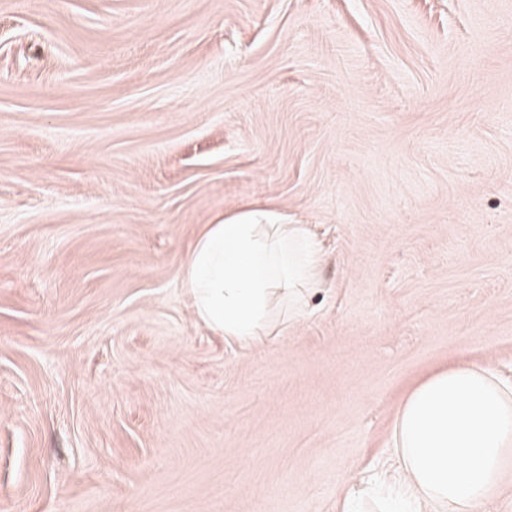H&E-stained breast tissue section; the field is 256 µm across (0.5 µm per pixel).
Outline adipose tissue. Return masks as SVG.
<instances>
[{
    "mask_svg": "<svg viewBox=\"0 0 512 512\" xmlns=\"http://www.w3.org/2000/svg\"><path fill=\"white\" fill-rule=\"evenodd\" d=\"M321 255L303 224L204 225L183 265L195 319L239 342L260 340L272 307L300 311ZM393 512H479L512 463V384L460 362L417 383L393 426Z\"/></svg>",
    "mask_w": 512,
    "mask_h": 512,
    "instance_id": "ef3b65f1",
    "label": "adipose tissue"
}]
</instances>
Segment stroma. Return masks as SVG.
<instances>
[{
  "mask_svg": "<svg viewBox=\"0 0 512 512\" xmlns=\"http://www.w3.org/2000/svg\"><path fill=\"white\" fill-rule=\"evenodd\" d=\"M304 224L245 348L203 225ZM512 378V0H0V512H375L406 391Z\"/></svg>",
  "mask_w": 512,
  "mask_h": 512,
  "instance_id": "1",
  "label": "stroma"
}]
</instances>
